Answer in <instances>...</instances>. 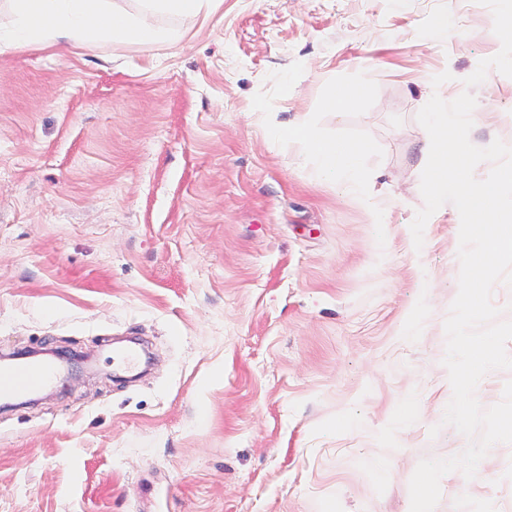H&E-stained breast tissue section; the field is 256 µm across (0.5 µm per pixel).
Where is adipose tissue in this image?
<instances>
[{
    "label": "adipose tissue",
    "instance_id": "obj_1",
    "mask_svg": "<svg viewBox=\"0 0 512 512\" xmlns=\"http://www.w3.org/2000/svg\"><path fill=\"white\" fill-rule=\"evenodd\" d=\"M142 14L118 7L114 0H7L11 19L0 24V48L7 50L33 44L79 43L101 38L129 43L161 38L149 24L155 14L197 17L209 14L213 0H139ZM275 135L299 143L303 161L320 178L333 179L361 198L370 196V179L362 161L373 150L364 141H341L318 135L303 122H287Z\"/></svg>",
    "mask_w": 512,
    "mask_h": 512
}]
</instances>
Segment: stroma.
Here are the masks:
<instances>
[{
  "instance_id": "1",
  "label": "stroma",
  "mask_w": 512,
  "mask_h": 512,
  "mask_svg": "<svg viewBox=\"0 0 512 512\" xmlns=\"http://www.w3.org/2000/svg\"><path fill=\"white\" fill-rule=\"evenodd\" d=\"M440 15L447 41H425ZM154 23L176 40L0 53V354L82 365L0 409V512H410L418 463L469 443L443 422L459 227L427 224L419 250L410 230L417 113L499 52L491 10L219 0ZM487 85L479 147L512 139V78ZM275 120L371 143L373 201ZM125 339L149 363L133 382ZM440 488L435 512H512V445ZM366 86L367 82L364 81L359 84L349 85L337 94L335 89L325 101L326 108L335 112L346 104H353L358 102L364 97Z\"/></svg>"
}]
</instances>
